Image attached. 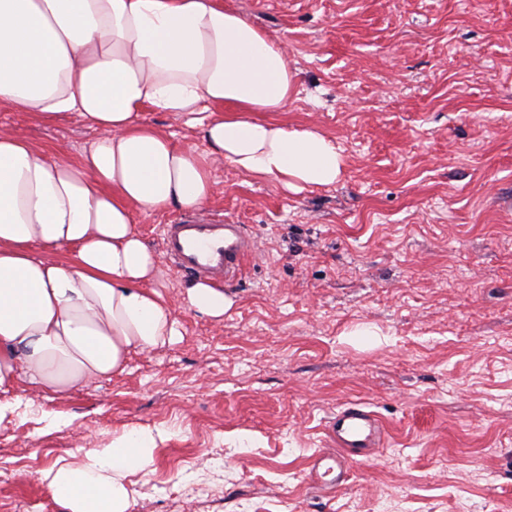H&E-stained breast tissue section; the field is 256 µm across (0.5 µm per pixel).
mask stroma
Instances as JSON below:
<instances>
[{"label":"stroma","instance_id":"35a3bbf8","mask_svg":"<svg viewBox=\"0 0 512 512\" xmlns=\"http://www.w3.org/2000/svg\"><path fill=\"white\" fill-rule=\"evenodd\" d=\"M288 47L280 120L344 158L293 192L209 161L204 211L257 250L219 318L192 281L153 282L176 342L0 420V512H59L40 473L106 441L171 431L129 512H512V0H224ZM71 155L97 136L0 104V126ZM383 445L317 492L306 475L343 404ZM59 413L52 425L47 412Z\"/></svg>","mask_w":512,"mask_h":512}]
</instances>
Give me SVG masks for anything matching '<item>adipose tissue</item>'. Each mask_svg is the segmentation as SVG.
<instances>
[{
	"mask_svg": "<svg viewBox=\"0 0 512 512\" xmlns=\"http://www.w3.org/2000/svg\"><path fill=\"white\" fill-rule=\"evenodd\" d=\"M294 82L286 46L222 0H0V104L98 132L73 158L0 129V391L59 395L172 342L135 217L202 208L209 157L290 190L336 182L331 139L271 118ZM149 109L190 116L206 153L145 122ZM165 439L134 426L40 479L62 512H128L130 476Z\"/></svg>",
	"mask_w": 512,
	"mask_h": 512,
	"instance_id": "ef3b65f1",
	"label": "adipose tissue"
}]
</instances>
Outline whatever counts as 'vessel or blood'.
<instances>
[{
  "label": "vessel or blood",
  "mask_w": 512,
  "mask_h": 512,
  "mask_svg": "<svg viewBox=\"0 0 512 512\" xmlns=\"http://www.w3.org/2000/svg\"><path fill=\"white\" fill-rule=\"evenodd\" d=\"M161 245L165 258L180 274L221 286L238 280L255 253V241L244 225L212 220L197 212L163 225ZM327 430L333 448L314 457L308 474L309 483L317 487L324 484L325 462H333L337 482H345L349 475L345 449L377 448L383 439L378 419L359 402L339 408Z\"/></svg>",
  "instance_id": "obj_1"
}]
</instances>
